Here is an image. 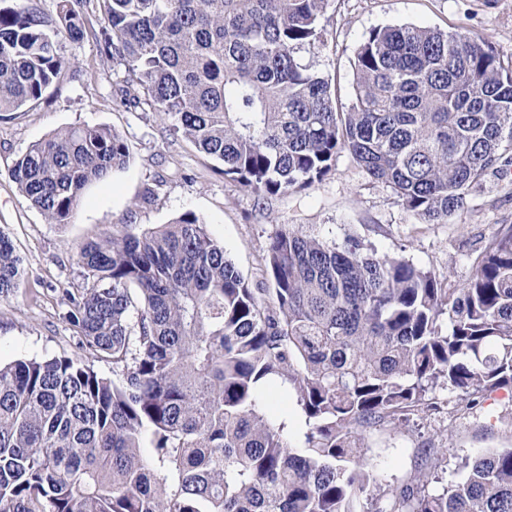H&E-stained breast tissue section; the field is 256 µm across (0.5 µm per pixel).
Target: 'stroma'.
Returning a JSON list of instances; mask_svg holds the SVG:
<instances>
[{
    "label": "stroma",
    "mask_w": 512,
    "mask_h": 512,
    "mask_svg": "<svg viewBox=\"0 0 512 512\" xmlns=\"http://www.w3.org/2000/svg\"><path fill=\"white\" fill-rule=\"evenodd\" d=\"M462 30L484 38L502 65L512 68V0H331L323 44L303 48L297 58L309 71L332 81L342 103L353 93L356 50L369 31L396 25ZM84 39L64 41L72 61L60 81L33 106L0 119V230L23 259L14 294L0 301V363L82 356L74 328L64 319L60 289L81 282L75 249L101 238L114 225L145 230L191 211L219 241L253 287L264 282V250L278 225L342 242L354 236L378 254L403 258L457 288L472 274L493 235L512 225V172L488 175L471 189L467 206L444 224H426L406 211L390 187L371 181L348 152L336 156L322 181L259 200L219 164L175 135L170 124L143 108L116 100L123 73L102 54L94 34L99 16L87 17ZM117 129L129 147L122 170L85 190L67 224L47 223L29 206L10 177L32 145L73 125ZM153 189L145 197V189ZM260 406L281 427L291 447H302L308 430L292 385H266ZM369 463L382 484H408L421 471V450L444 449L442 482L457 481L477 452L512 447V430L484 427L482 420L443 413L413 416L403 425L365 432Z\"/></svg>",
    "instance_id": "stroma-1"
}]
</instances>
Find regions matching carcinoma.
<instances>
[{
	"instance_id": "cac0c4a2",
	"label": "carcinoma",
	"mask_w": 512,
	"mask_h": 512,
	"mask_svg": "<svg viewBox=\"0 0 512 512\" xmlns=\"http://www.w3.org/2000/svg\"><path fill=\"white\" fill-rule=\"evenodd\" d=\"M330 0H57L52 17L0 0V114L37 103L70 61L58 31L86 34L124 69L120 104L145 105L257 198L327 176L347 150L426 223L463 211L470 189L512 166V69L466 32L375 28L356 54L354 98L297 59L321 41ZM123 135L69 126L11 177L50 224L123 168ZM82 283L62 290L80 357L0 365V512H512V448L481 453L440 492L432 475L382 487L359 430L439 410L463 394L480 417L512 390V226L454 290L412 262L283 224L270 238L268 299L189 211L77 246ZM23 260L0 231V299ZM447 316V327L441 318ZM293 384L309 431L292 448L259 408Z\"/></svg>"
}]
</instances>
